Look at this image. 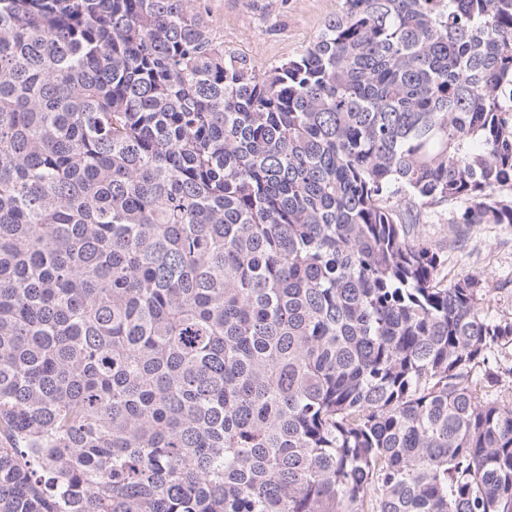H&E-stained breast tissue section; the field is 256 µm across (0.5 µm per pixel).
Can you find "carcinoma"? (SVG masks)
I'll return each instance as SVG.
<instances>
[{"mask_svg":"<svg viewBox=\"0 0 512 512\" xmlns=\"http://www.w3.org/2000/svg\"><path fill=\"white\" fill-rule=\"evenodd\" d=\"M340 2L0 0V512H512V0ZM224 48L262 70L296 56L336 14L340 0H188ZM447 210L426 224L428 237L442 242L448 250V267L458 274H484L489 278L497 304L492 313H512V225L482 224L473 232L469 246L463 250L450 248L455 224H449ZM503 286V288H501Z\"/></svg>","mask_w":512,"mask_h":512,"instance_id":"carcinoma-1","label":"carcinoma"}]
</instances>
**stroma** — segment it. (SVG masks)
Returning a JSON list of instances; mask_svg holds the SVG:
<instances>
[{"instance_id": "1", "label": "stroma", "mask_w": 512, "mask_h": 512, "mask_svg": "<svg viewBox=\"0 0 512 512\" xmlns=\"http://www.w3.org/2000/svg\"><path fill=\"white\" fill-rule=\"evenodd\" d=\"M225 48L268 69L296 56L336 14L340 0H189ZM428 237L448 244L453 235L447 211L435 213ZM448 266L458 274L488 276L497 303L495 313H512V225L484 224L467 248L448 251Z\"/></svg>"}]
</instances>
